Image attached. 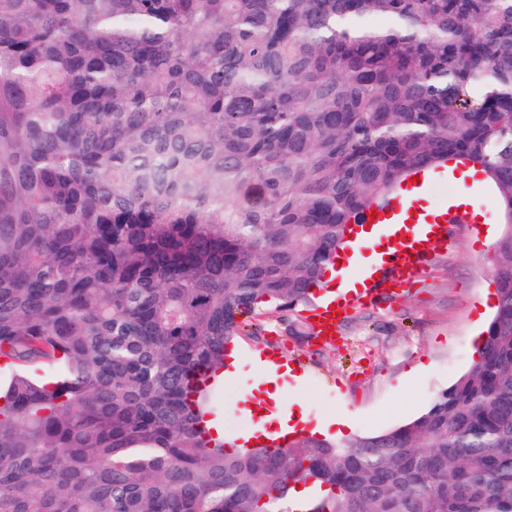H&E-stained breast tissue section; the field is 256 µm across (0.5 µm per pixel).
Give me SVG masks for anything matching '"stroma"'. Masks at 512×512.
Here are the masks:
<instances>
[{
	"mask_svg": "<svg viewBox=\"0 0 512 512\" xmlns=\"http://www.w3.org/2000/svg\"><path fill=\"white\" fill-rule=\"evenodd\" d=\"M477 216L453 225L423 271L409 285L385 282L371 300L351 307L335 341L288 334L273 318L260 337H237L242 367L216 386L211 399L228 436L253 432L256 422L240 398L253 383L255 352L272 349L304 371L286 396L301 399L321 417L339 408L350 414L353 435L377 433L422 411L430 399L465 372L477 357L481 333L497 301L491 258L503 232L493 188L461 182Z\"/></svg>",
	"mask_w": 512,
	"mask_h": 512,
	"instance_id": "35a3bbf8",
	"label": "stroma"
}]
</instances>
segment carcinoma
Wrapping results in <instances>:
<instances>
[{"mask_svg": "<svg viewBox=\"0 0 512 512\" xmlns=\"http://www.w3.org/2000/svg\"><path fill=\"white\" fill-rule=\"evenodd\" d=\"M457 158L505 224L478 360L384 432L224 449L246 319ZM1 358L0 512H512V0H0Z\"/></svg>", "mask_w": 512, "mask_h": 512, "instance_id": "1", "label": "carcinoma"}]
</instances>
